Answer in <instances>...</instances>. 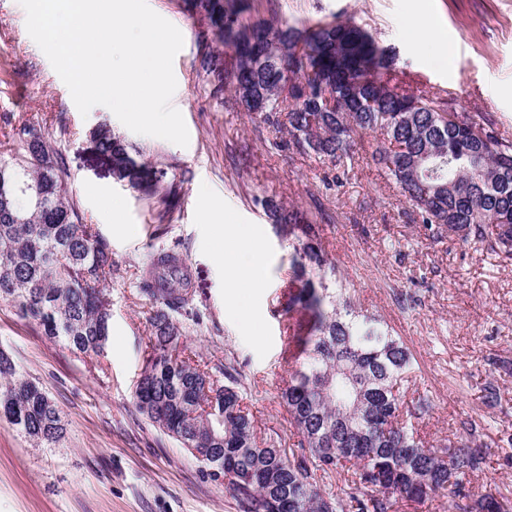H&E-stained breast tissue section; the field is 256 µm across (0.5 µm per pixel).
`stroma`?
<instances>
[{
  "mask_svg": "<svg viewBox=\"0 0 512 512\" xmlns=\"http://www.w3.org/2000/svg\"><path fill=\"white\" fill-rule=\"evenodd\" d=\"M183 35L174 59L171 99L184 118L188 146L139 135L104 106L81 116L69 89L26 29L19 0H0V116L40 127L62 152L66 191L112 250V321L101 357L79 359L42 336L10 305L0 303V349L17 370L55 401L65 438L35 448L0 419V512H240L223 479L205 468L135 408L134 390L148 351L149 301L136 273L151 249L181 242L192 272V305L203 322L190 326L187 346L199 361L237 360L244 402L258 429L280 434L286 452L297 441L280 404L296 367L286 357L293 246L278 236L262 201L322 208L328 259L337 264L368 313L403 337L415 359L416 386L431 400L414 426L426 439L447 436L456 423L484 426L487 463L471 478L477 493L512 494V373L488 358L512 363V262L462 242L453 233L432 238L383 172L355 157L343 186H329L312 159L276 151L275 134L246 112L227 106L219 73L199 64L197 34L207 21L189 15L182 0H147ZM428 5L441 40L408 34L411 17ZM280 18L297 26L353 21L395 54L392 83L399 92L438 94L457 111L489 115L512 141V0H263L251 21ZM106 126L129 143L133 157L178 192L174 206L115 180L90 137ZM260 233L252 259L261 287L235 292L212 251L216 232L234 239ZM413 300L403 306L397 293ZM494 383L497 407L483 388Z\"/></svg>",
  "mask_w": 512,
  "mask_h": 512,
  "instance_id": "obj_1",
  "label": "stroma"
}]
</instances>
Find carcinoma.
I'll return each mask as SVG.
<instances>
[{
	"label": "carcinoma",
	"mask_w": 512,
	"mask_h": 512,
	"mask_svg": "<svg viewBox=\"0 0 512 512\" xmlns=\"http://www.w3.org/2000/svg\"><path fill=\"white\" fill-rule=\"evenodd\" d=\"M250 0H185L210 32L198 36L200 66L217 63L212 42L235 57L224 69L231 104L288 139L275 149L313 156L339 182L353 147L374 135L371 161L384 171L432 235L448 231L512 261V142L484 115L457 112L430 96L390 85L393 58L358 25L318 22L297 28L252 23ZM0 144V303L17 309L46 338L77 357L104 355L112 319L105 283L112 251L66 196L62 154L31 123L3 117ZM112 175L157 193L125 140L92 132ZM275 232L291 241L284 314L299 348L280 399L299 456L259 437L232 363L211 368L185 354L192 275L176 248L152 252L138 278L150 301V353L134 391L136 409L185 448L210 475L224 477L242 512H397L432 495L456 512H508L512 503L475 496L466 479L480 472L487 446L481 424L461 422L451 436L425 442L412 424L430 410L420 395L407 405L401 382L414 357L392 327L359 310L349 283L328 263L321 227L307 214L264 202ZM226 382H221V379ZM35 448L65 436L61 412L0 350V419ZM352 465L346 489H322Z\"/></svg>",
	"instance_id": "obj_1"
}]
</instances>
